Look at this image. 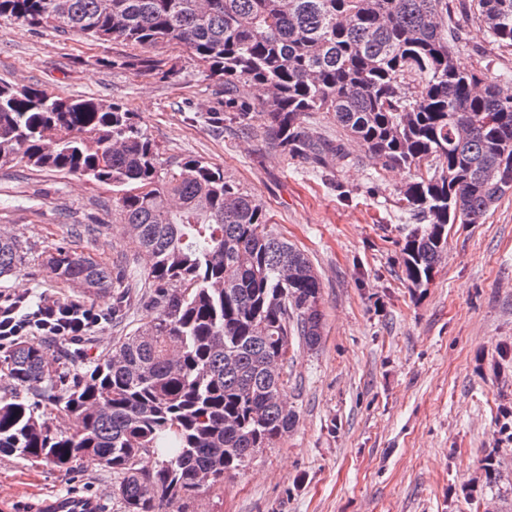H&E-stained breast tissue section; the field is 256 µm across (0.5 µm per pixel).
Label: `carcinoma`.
Here are the masks:
<instances>
[{"label": "carcinoma", "mask_w": 512, "mask_h": 512, "mask_svg": "<svg viewBox=\"0 0 512 512\" xmlns=\"http://www.w3.org/2000/svg\"><path fill=\"white\" fill-rule=\"evenodd\" d=\"M490 42L512 48V0H460ZM455 0H0V16L63 35L140 50L131 65L159 70L158 46L224 78L265 87L259 115L239 118L288 156L317 168L349 141L410 180L396 207L417 227L406 239L407 280L428 282L448 225L481 224L512 196L511 73L461 68L450 46ZM331 112L332 144L307 126ZM66 172L112 187L143 261L146 321L104 358L48 360L38 339L0 360V452L72 470L93 456L119 478L123 512L180 506L246 467L295 424L281 400L293 339L322 342L321 281L308 256L269 227L252 193L200 158L163 164L132 112L99 99L0 82V167ZM55 277L101 295L116 267L65 243ZM21 266L0 236V278ZM64 417L70 426L61 427ZM155 458L150 470L140 467Z\"/></svg>", "instance_id": "cac0c4a2"}]
</instances>
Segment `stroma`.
<instances>
[{
    "mask_svg": "<svg viewBox=\"0 0 512 512\" xmlns=\"http://www.w3.org/2000/svg\"><path fill=\"white\" fill-rule=\"evenodd\" d=\"M457 60L512 71V51L488 41L472 14L455 10ZM163 70L129 65L130 47L62 36L0 17V81L133 112L163 158L204 159L272 216V229L310 258L321 283L323 341L292 345L286 396L297 420L249 465L225 477L194 512H512V196L480 224L448 227V248L428 283L412 285L401 249L414 228L395 206L401 171L330 155L325 171L293 160L224 105V82L185 50L158 47ZM75 224H99L79 251L126 263L140 277L112 189L65 172L0 168V234L22 246L20 271L0 293L112 306L57 280L47 259ZM131 307L81 348L93 358L146 319ZM497 480L482 483L486 465ZM116 478L80 460L61 472L0 453V505L39 512L55 495L97 498L123 512Z\"/></svg>",
    "mask_w": 512,
    "mask_h": 512,
    "instance_id": "stroma-1",
    "label": "stroma"
}]
</instances>
